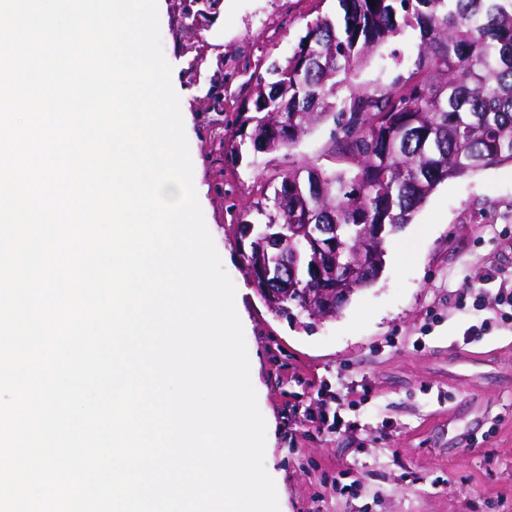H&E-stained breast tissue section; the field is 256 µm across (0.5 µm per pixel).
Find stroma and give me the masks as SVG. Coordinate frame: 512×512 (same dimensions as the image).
Segmentation results:
<instances>
[{
    "instance_id": "stroma-1",
    "label": "stroma",
    "mask_w": 512,
    "mask_h": 512,
    "mask_svg": "<svg viewBox=\"0 0 512 512\" xmlns=\"http://www.w3.org/2000/svg\"><path fill=\"white\" fill-rule=\"evenodd\" d=\"M163 53L180 99L193 181L206 227L236 287L250 377L269 424L264 458L280 512H512V318L464 340L483 312L467 296L488 276L512 277V166L439 184L409 224L386 237L375 284L333 317L304 324L270 312L245 273L236 224L288 167L330 169L332 124L291 152L231 158L235 119L267 55H288L306 24L338 18L337 0H224L201 35L175 0H159ZM419 34L381 46L353 79L386 85L408 73ZM203 53L202 74L224 67V123L184 72ZM408 243L411 255L396 254ZM339 409L343 427L316 422Z\"/></svg>"
}]
</instances>
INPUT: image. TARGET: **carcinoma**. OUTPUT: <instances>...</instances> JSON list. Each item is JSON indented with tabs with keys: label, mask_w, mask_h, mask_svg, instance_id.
Segmentation results:
<instances>
[{
	"label": "carcinoma",
	"mask_w": 512,
	"mask_h": 512,
	"mask_svg": "<svg viewBox=\"0 0 512 512\" xmlns=\"http://www.w3.org/2000/svg\"><path fill=\"white\" fill-rule=\"evenodd\" d=\"M343 24L318 17L291 53L257 74L250 104L234 136L253 153L291 149L320 123L333 125L328 156L341 167L316 164L279 174L239 216L236 234L248 273L278 264L273 236L288 235L297 253L294 275L260 295L277 315L296 309L314 318L330 279L318 281L309 243L292 225L305 205L336 226L344 249L338 262L373 251L370 272L351 285L371 287L385 261L383 242L366 224L401 230L436 186L489 166L512 164V0H339ZM411 28L420 44L413 70L388 86L355 89L351 77L390 38ZM314 181L317 198L290 195L297 181Z\"/></svg>",
	"instance_id": "obj_1"
}]
</instances>
